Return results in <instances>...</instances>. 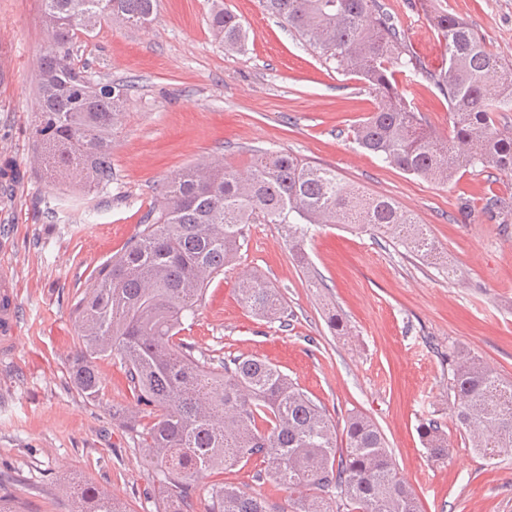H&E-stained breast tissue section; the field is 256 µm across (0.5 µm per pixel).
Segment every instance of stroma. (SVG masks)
Here are the masks:
<instances>
[{
    "instance_id": "stroma-1",
    "label": "stroma",
    "mask_w": 512,
    "mask_h": 512,
    "mask_svg": "<svg viewBox=\"0 0 512 512\" xmlns=\"http://www.w3.org/2000/svg\"><path fill=\"white\" fill-rule=\"evenodd\" d=\"M406 43L428 69L443 48L421 0H384ZM248 32L229 53L209 25L214 4ZM464 21L491 54L512 59V0H431ZM0 267L13 281L15 345L0 351V496L22 512H78L91 485L122 512H161L153 471L135 433L114 410L150 420L130 391L119 355L97 362L101 387L88 398L71 384L72 309L100 267L118 256L160 200L163 184L201 162L247 170L257 151H288L335 170L365 193L391 199L425 224L441 257L344 224L312 227L305 274L275 224H252L236 262L207 288L180 336L196 354L258 355L287 373L337 429L360 412L383 433L395 470L421 512H512V455L487 460L469 446L450 406L449 346L474 353L512 381V218L485 205L512 204V175L459 170L448 183L387 166L360 148L355 127L376 95L325 63L262 0H159L141 28L105 22L75 55L88 73L135 81L112 142V181L88 196L32 164L37 64L48 37L41 0H0ZM424 124L448 133V103L424 80L406 85ZM260 276L285 301V323L253 313L239 281ZM339 315L335 330L330 314ZM442 421L448 456L430 457L418 428ZM253 461L196 483L206 512L214 481L259 493L291 512L286 488L260 480Z\"/></svg>"
}]
</instances>
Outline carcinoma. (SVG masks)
<instances>
[{"label":"carcinoma","instance_id":"obj_1","mask_svg":"<svg viewBox=\"0 0 512 512\" xmlns=\"http://www.w3.org/2000/svg\"><path fill=\"white\" fill-rule=\"evenodd\" d=\"M50 34L37 74L39 112L33 135L54 179L96 191L112 182V135L126 117L130 85L94 80L74 63V47L110 17L148 24L157 0H43ZM321 58L354 74L376 93L377 105L354 131L363 149L406 174L446 183L459 162L512 172V132L494 126L512 112V63L487 52L474 31L444 9L430 20L445 61L418 67L381 0H264ZM210 26L228 51L244 47L236 16L216 7ZM430 81L448 102L450 143L424 125L397 76ZM249 224H277L300 263L315 224H363L425 257L432 238L388 198L369 197L326 168L285 152H260L240 172L215 163L170 178L161 200L124 252L101 267L72 311L76 356L71 382L100 390L96 360L120 355L128 386L156 410L138 432L154 467L163 512H194L196 479L256 458L265 478L300 493L295 512H420L413 489L395 472L377 425L362 413L346 420L345 447L323 406L277 366L256 355L198 358L174 341L195 315L205 290L240 253ZM243 302L257 316L280 318L283 299L265 281L240 282ZM448 390L471 448L495 456L512 450V382L471 353L448 350ZM419 433L432 458L448 455L441 422ZM81 512H121L112 497L84 487ZM206 512H278L262 497L214 483Z\"/></svg>","mask_w":512,"mask_h":512}]
</instances>
